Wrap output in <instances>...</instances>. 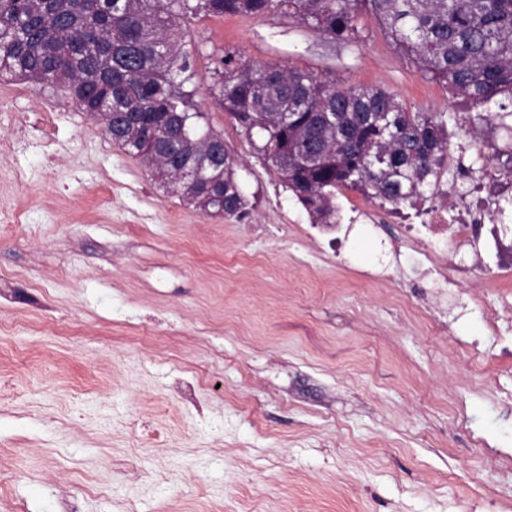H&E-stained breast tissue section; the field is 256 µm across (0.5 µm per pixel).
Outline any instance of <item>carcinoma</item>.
Wrapping results in <instances>:
<instances>
[{"label": "carcinoma", "mask_w": 512, "mask_h": 512, "mask_svg": "<svg viewBox=\"0 0 512 512\" xmlns=\"http://www.w3.org/2000/svg\"><path fill=\"white\" fill-rule=\"evenodd\" d=\"M281 15L333 39H361L372 15L424 78L487 103L512 97V0H0V79L59 86L81 112L112 113L109 138L203 213L233 217L245 197L220 135L188 112L186 40L195 19ZM212 95L317 224L336 223V191L395 208L430 185L448 155L443 115L411 112L377 87L318 70L254 65L226 51ZM199 171L184 183L170 162Z\"/></svg>", "instance_id": "carcinoma-1"}]
</instances>
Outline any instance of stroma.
Listing matches in <instances>:
<instances>
[{
    "instance_id": "obj_1",
    "label": "stroma",
    "mask_w": 512,
    "mask_h": 512,
    "mask_svg": "<svg viewBox=\"0 0 512 512\" xmlns=\"http://www.w3.org/2000/svg\"><path fill=\"white\" fill-rule=\"evenodd\" d=\"M346 44L281 16L190 25L192 110L235 158L241 216H211L59 87L0 98V512H512V272L450 233L313 223L210 91L216 58L331 71L463 144L449 186L512 178L497 102L422 77L375 19ZM55 135L45 141L43 113ZM23 124H16V116ZM453 272L424 261L430 242ZM191 395H184L185 384Z\"/></svg>"
}]
</instances>
